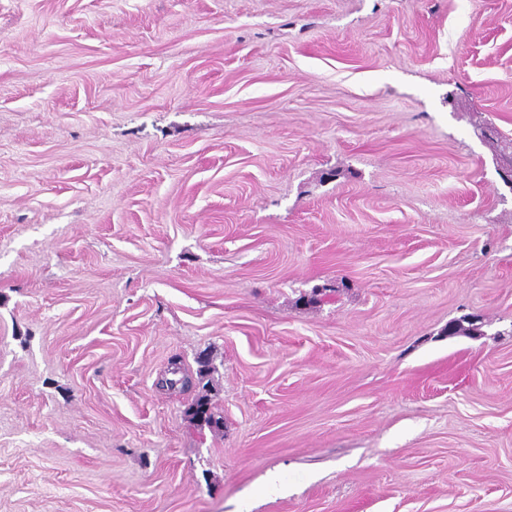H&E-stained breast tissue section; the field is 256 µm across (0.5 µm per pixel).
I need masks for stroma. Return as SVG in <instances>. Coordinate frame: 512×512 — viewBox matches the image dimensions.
<instances>
[{
  "mask_svg": "<svg viewBox=\"0 0 512 512\" xmlns=\"http://www.w3.org/2000/svg\"><path fill=\"white\" fill-rule=\"evenodd\" d=\"M0 512H512V0H0Z\"/></svg>",
  "mask_w": 512,
  "mask_h": 512,
  "instance_id": "35a3bbf8",
  "label": "stroma"
}]
</instances>
